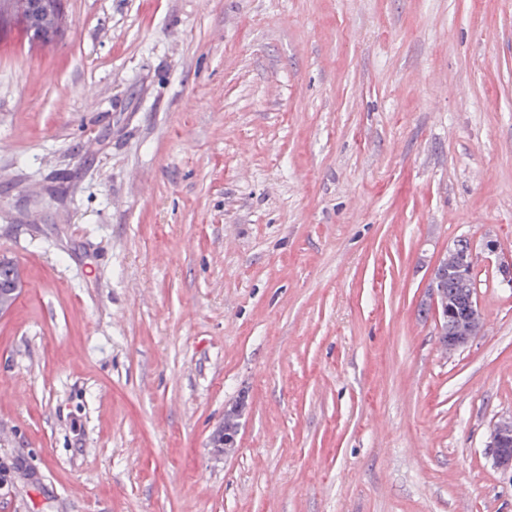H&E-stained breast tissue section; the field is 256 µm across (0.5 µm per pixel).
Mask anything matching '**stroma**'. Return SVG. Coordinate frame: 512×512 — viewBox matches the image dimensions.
<instances>
[{"label":"stroma","mask_w":512,"mask_h":512,"mask_svg":"<svg viewBox=\"0 0 512 512\" xmlns=\"http://www.w3.org/2000/svg\"><path fill=\"white\" fill-rule=\"evenodd\" d=\"M65 11L0 20V512H512V0ZM65 0H6L10 11L22 15L34 35L50 40L56 37L65 24ZM453 248L457 255L455 272L458 276L467 277L459 278L452 272L455 258L449 251L448 254H445L439 261L434 270L431 282L428 285L429 292L427 290L430 300L427 310L432 309L431 302L433 304L434 298H436L434 301L435 317L438 321H440L441 317L448 319L447 322L441 320L440 324H437L439 342L444 347L448 345V351L466 348L478 336L481 330V309L477 299L473 300V297L475 298L476 295V283L474 276L471 274L473 262L472 250L465 238L457 240ZM448 292L454 296L455 299L461 300L462 303H465V300L469 299L471 294L473 297L471 296L467 302V307L463 309L455 301L448 298ZM443 301L447 302L448 309L439 305ZM460 314L468 316L470 320L469 332L461 335L448 334V327ZM485 251H487L489 255L487 259H489L492 264L493 260L491 256L495 257V267L500 285L512 289V256L501 255L494 241L486 242ZM17 269L14 263L0 260V300L2 306L7 309L14 304L18 292H15ZM238 413L236 411H227L224 413V427H222L212 439L213 448H221L225 453H230L234 450L224 442V438L235 437L238 432ZM489 448L497 468L512 472V419L496 423L490 434Z\"/></svg>","instance_id":"1"}]
</instances>
